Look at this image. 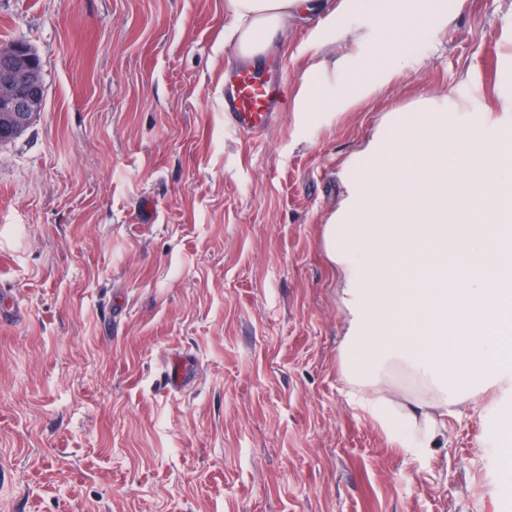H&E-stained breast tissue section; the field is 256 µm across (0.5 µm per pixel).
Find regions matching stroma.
<instances>
[{"instance_id":"35a3bbf8","label":"stroma","mask_w":512,"mask_h":512,"mask_svg":"<svg viewBox=\"0 0 512 512\" xmlns=\"http://www.w3.org/2000/svg\"><path fill=\"white\" fill-rule=\"evenodd\" d=\"M225 0H0L41 60L40 114L0 146V512H512L487 390L404 454L349 401L323 226L345 161L431 96L501 112L512 0H449L412 66L338 116L293 105L320 59L296 20L258 58L289 103L224 124Z\"/></svg>"}]
</instances>
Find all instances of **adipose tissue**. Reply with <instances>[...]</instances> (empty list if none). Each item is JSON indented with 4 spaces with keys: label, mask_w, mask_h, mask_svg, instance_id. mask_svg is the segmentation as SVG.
Returning <instances> with one entry per match:
<instances>
[{
    "label": "adipose tissue",
    "mask_w": 512,
    "mask_h": 512,
    "mask_svg": "<svg viewBox=\"0 0 512 512\" xmlns=\"http://www.w3.org/2000/svg\"><path fill=\"white\" fill-rule=\"evenodd\" d=\"M241 54L264 53L297 13H323L370 61L319 63L302 112H346L402 75L411 45L448 21L442 0H227ZM380 12L377 35L354 17ZM338 222L325 225L346 315L339 359L354 406L414 455L436 447L476 391L512 389V132L488 135L479 108L423 99L393 112L343 170ZM419 384L407 397L395 382Z\"/></svg>",
    "instance_id": "adipose-tissue-1"
}]
</instances>
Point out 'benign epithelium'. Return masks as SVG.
<instances>
[{"label":"benign epithelium","instance_id":"benign-epithelium-1","mask_svg":"<svg viewBox=\"0 0 512 512\" xmlns=\"http://www.w3.org/2000/svg\"><path fill=\"white\" fill-rule=\"evenodd\" d=\"M42 82L33 51L24 42L0 46V112H11L17 122L39 109Z\"/></svg>","mask_w":512,"mask_h":512}]
</instances>
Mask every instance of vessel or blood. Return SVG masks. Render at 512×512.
Instances as JSON below:
<instances>
[{
  "instance_id": "vessel-or-blood-1",
  "label": "vessel or blood",
  "mask_w": 512,
  "mask_h": 512,
  "mask_svg": "<svg viewBox=\"0 0 512 512\" xmlns=\"http://www.w3.org/2000/svg\"><path fill=\"white\" fill-rule=\"evenodd\" d=\"M285 101L281 81L245 65L224 88V121L237 131L258 137L279 120Z\"/></svg>"
}]
</instances>
